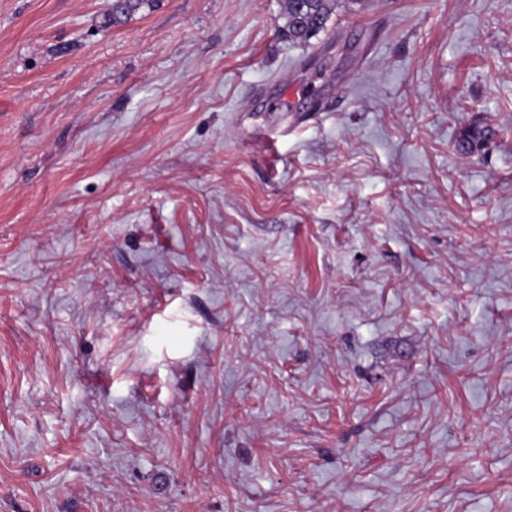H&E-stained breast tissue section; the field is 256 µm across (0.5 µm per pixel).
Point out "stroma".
Wrapping results in <instances>:
<instances>
[{
	"label": "stroma",
	"mask_w": 512,
	"mask_h": 512,
	"mask_svg": "<svg viewBox=\"0 0 512 512\" xmlns=\"http://www.w3.org/2000/svg\"><path fill=\"white\" fill-rule=\"evenodd\" d=\"M111 6L0 0V512H512V0ZM155 2L156 0H113L107 21L112 26L122 25L139 12L153 10ZM362 0H284L281 18L282 33L292 44H307L312 37L325 31L332 15L340 7L357 11Z\"/></svg>",
	"instance_id": "35a3bbf8"
}]
</instances>
